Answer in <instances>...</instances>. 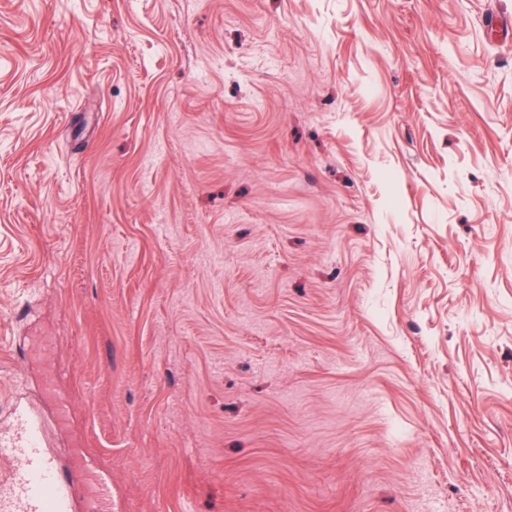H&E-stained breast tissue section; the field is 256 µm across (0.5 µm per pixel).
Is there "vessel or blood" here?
<instances>
[{
    "instance_id": "vessel-or-blood-1",
    "label": "vessel or blood",
    "mask_w": 512,
    "mask_h": 512,
    "mask_svg": "<svg viewBox=\"0 0 512 512\" xmlns=\"http://www.w3.org/2000/svg\"><path fill=\"white\" fill-rule=\"evenodd\" d=\"M16 435L0 438V461H15L16 466L0 480V512H73L75 490L55 459L46 452L42 425L23 408H16ZM90 478L84 504L87 512H107L104 495L110 477L94 458L83 461Z\"/></svg>"
}]
</instances>
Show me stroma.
<instances>
[{
  "instance_id": "1",
  "label": "stroma",
  "mask_w": 512,
  "mask_h": 512,
  "mask_svg": "<svg viewBox=\"0 0 512 512\" xmlns=\"http://www.w3.org/2000/svg\"><path fill=\"white\" fill-rule=\"evenodd\" d=\"M20 405L112 512H512V0H0ZM83 466L90 478V482L86 485V493L84 492L85 510L92 512L110 511V508L104 506V495L110 488L109 475L99 467L97 461L92 457L85 458Z\"/></svg>"
}]
</instances>
